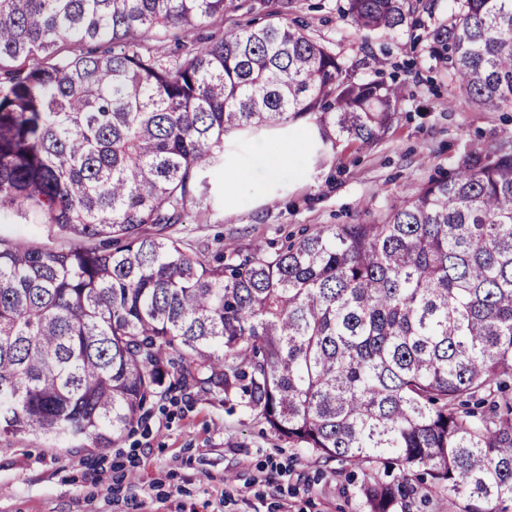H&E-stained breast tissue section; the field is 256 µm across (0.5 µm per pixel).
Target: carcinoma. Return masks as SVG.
<instances>
[{
    "mask_svg": "<svg viewBox=\"0 0 512 512\" xmlns=\"http://www.w3.org/2000/svg\"><path fill=\"white\" fill-rule=\"evenodd\" d=\"M253 0H0V436L110 448L176 388L234 401L320 457L512 512V151L489 145L368 224L212 256L172 236L225 139L299 124L319 160L389 130L402 87L357 79ZM410 0H349L394 32ZM221 24L191 45L182 39ZM177 50L162 55L170 38ZM423 50L452 97L512 112V0H458ZM33 222L32 218L25 221L24 218H20L13 213H2L0 217V235L16 242H24L38 232L36 225H39L41 239L48 243L46 228L41 224H33Z\"/></svg>",
    "mask_w": 512,
    "mask_h": 512,
    "instance_id": "1",
    "label": "carcinoma"
}]
</instances>
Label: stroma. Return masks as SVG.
<instances>
[{"mask_svg": "<svg viewBox=\"0 0 512 512\" xmlns=\"http://www.w3.org/2000/svg\"><path fill=\"white\" fill-rule=\"evenodd\" d=\"M288 18L339 54L356 77L400 84L390 130L368 147L341 142L304 171L269 174L257 150L287 131L227 141L224 159L243 174L236 198L209 176L205 207L187 204L178 231L195 247L271 249L329 224L366 222L430 177L490 144L512 150V112L451 101L448 82L420 39L453 0H413L395 33L356 31L348 0H293ZM372 471L324 460L272 434L246 409L186 389L156 399L135 431L103 450L61 449L33 437L0 438V512H368Z\"/></svg>", "mask_w": 512, "mask_h": 512, "instance_id": "1", "label": "stroma"}]
</instances>
